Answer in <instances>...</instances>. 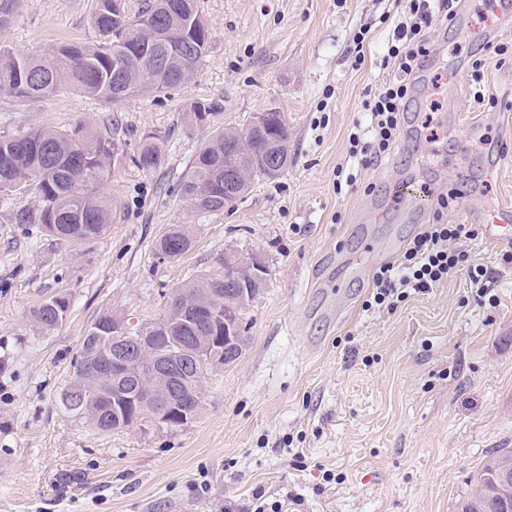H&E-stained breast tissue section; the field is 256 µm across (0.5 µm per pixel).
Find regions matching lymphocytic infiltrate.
I'll use <instances>...</instances> for the list:
<instances>
[{
  "mask_svg": "<svg viewBox=\"0 0 512 512\" xmlns=\"http://www.w3.org/2000/svg\"><path fill=\"white\" fill-rule=\"evenodd\" d=\"M460 4L461 0H407L409 19L396 23L384 57L392 73L381 91L365 101L368 124L350 136L349 156L345 166L338 168L337 177L353 182L359 170L389 157L406 122L417 73L431 54L428 33L452 28ZM479 230V225L447 224L440 214L434 215L432 223L424 225L399 259L375 271L374 303L393 305L408 291H428L461 270L474 288L487 291V266L470 258L464 248L467 241L478 237Z\"/></svg>",
  "mask_w": 512,
  "mask_h": 512,
  "instance_id": "obj_1",
  "label": "lymphocytic infiltrate"
}]
</instances>
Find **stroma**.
I'll return each mask as SVG.
<instances>
[{
  "instance_id": "35a3bbf8",
  "label": "stroma",
  "mask_w": 512,
  "mask_h": 512,
  "mask_svg": "<svg viewBox=\"0 0 512 512\" xmlns=\"http://www.w3.org/2000/svg\"><path fill=\"white\" fill-rule=\"evenodd\" d=\"M93 0H23L0 42L23 54L96 44ZM211 42L198 74L167 94L106 104L70 90L36 103L0 95V137L77 123L139 143L160 138L161 166L116 167L103 193L117 206L101 237L77 245L18 224L35 195L0 197V512H457L496 451L512 448V265L507 248L467 242L488 267L485 296L458 272L394 307H367L386 252L420 230L402 185L467 193L447 220L473 224L485 197L512 203V28H489L492 0H463L431 40L436 93L419 84L391 155L336 185L363 103L404 0H197ZM370 27L362 65L349 53ZM503 54H494V46ZM480 70L484 100L473 96ZM210 106L205 125L188 120ZM275 106L291 158L217 212L183 208L180 183L215 129ZM192 248L159 259L171 225ZM230 250L267 262L246 307L249 343L208 375L187 425L95 431L62 404L80 339L104 311L133 325L158 318L186 279L218 271ZM66 297L45 330L31 311Z\"/></svg>"
}]
</instances>
